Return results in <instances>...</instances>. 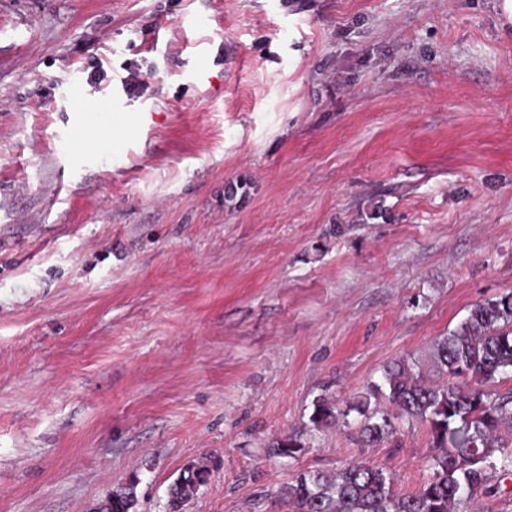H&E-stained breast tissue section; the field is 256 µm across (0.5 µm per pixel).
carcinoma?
I'll return each instance as SVG.
<instances>
[{"label":"carcinoma","mask_w":512,"mask_h":512,"mask_svg":"<svg viewBox=\"0 0 512 512\" xmlns=\"http://www.w3.org/2000/svg\"><path fill=\"white\" fill-rule=\"evenodd\" d=\"M430 369L440 382L415 359L400 357L349 406L364 417L360 437L366 445L395 434L390 418L372 408L384 393L398 418L423 426L434 449L429 480L414 493L399 494L391 473L363 461L334 474L304 471L280 488L287 512H457L463 501L491 494L492 471L512 473V391L494 389L497 379L512 373V292L474 304L455 330L436 338ZM346 416L321 396L309 421L319 429ZM301 448L300 438L288 437L269 443L267 453L293 458ZM208 475L203 461L186 467L170 485L168 512H184ZM136 487L129 482L112 490L94 512H135Z\"/></svg>","instance_id":"cac0c4a2"}]
</instances>
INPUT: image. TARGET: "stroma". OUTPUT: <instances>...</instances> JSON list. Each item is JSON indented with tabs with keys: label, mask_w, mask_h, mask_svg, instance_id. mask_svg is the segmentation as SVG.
<instances>
[{
	"label": "stroma",
	"mask_w": 512,
	"mask_h": 512,
	"mask_svg": "<svg viewBox=\"0 0 512 512\" xmlns=\"http://www.w3.org/2000/svg\"><path fill=\"white\" fill-rule=\"evenodd\" d=\"M502 4L0 0V512L131 480L166 512L201 460L186 512H286L352 461L431 477L423 426L369 447L309 416L512 291ZM96 57L147 87L81 122L61 93ZM209 470L204 461L186 467L169 488L168 512H184L185 507L208 481Z\"/></svg>",
	"instance_id": "obj_1"
}]
</instances>
